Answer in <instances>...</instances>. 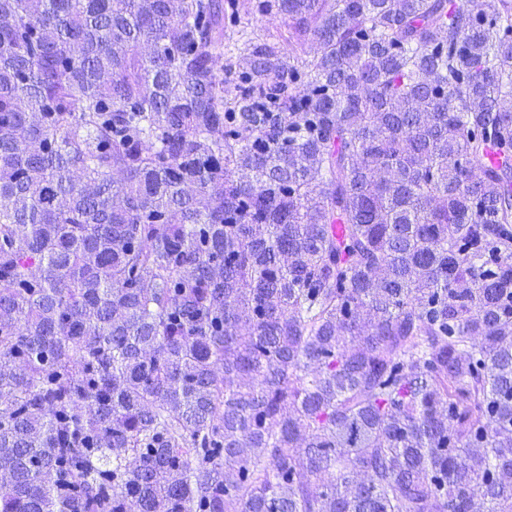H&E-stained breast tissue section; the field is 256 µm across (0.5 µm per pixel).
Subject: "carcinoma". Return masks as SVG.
<instances>
[{
	"instance_id": "1",
	"label": "carcinoma",
	"mask_w": 512,
	"mask_h": 512,
	"mask_svg": "<svg viewBox=\"0 0 512 512\" xmlns=\"http://www.w3.org/2000/svg\"><path fill=\"white\" fill-rule=\"evenodd\" d=\"M268 6L0 0V512H512V0ZM284 18L275 14H261L257 11H253L248 15L241 18L240 27H245L248 32H251L254 36L263 35L267 33H276L283 22Z\"/></svg>"
}]
</instances>
